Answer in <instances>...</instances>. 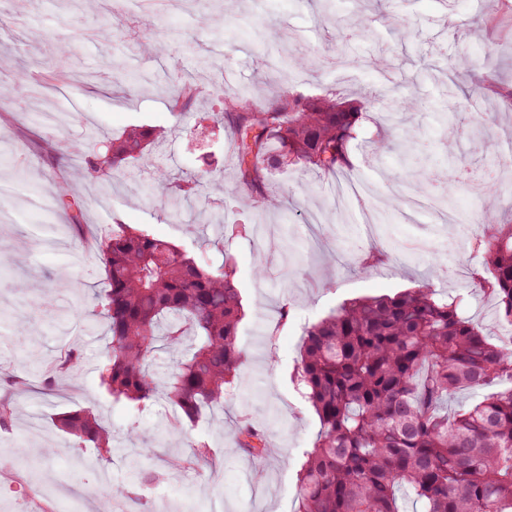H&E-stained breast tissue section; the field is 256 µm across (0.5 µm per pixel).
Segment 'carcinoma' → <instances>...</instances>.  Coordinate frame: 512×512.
Here are the masks:
<instances>
[{"label":"carcinoma","mask_w":512,"mask_h":512,"mask_svg":"<svg viewBox=\"0 0 512 512\" xmlns=\"http://www.w3.org/2000/svg\"><path fill=\"white\" fill-rule=\"evenodd\" d=\"M371 23L357 13L335 15L332 59ZM198 95L193 83L174 76L168 106L180 114ZM220 119L235 135L234 192L267 210L281 207L270 190L276 171L301 163L335 175L351 167L358 116L334 93L314 98L278 84L262 106L225 99ZM153 137L134 128L102 151L81 154L56 193L69 194L78 180L112 183L113 172L140 161ZM396 148L405 161L412 141L371 145L379 155ZM41 149L59 161L77 153L56 135ZM159 182L183 202L195 196L196 182L166 170H156L150 192ZM484 228L478 248L486 275L475 283L494 298L499 322L512 327V224L497 223L488 210ZM94 245L107 283L96 303L109 335L101 384L138 406L164 400L179 424H195L224 399L246 360L237 344L235 265L226 256L209 272L173 244L123 224L105 228ZM160 345L182 353L162 380L149 371ZM295 379L321 424L298 476L297 512H405L406 496L421 504L419 512H512V339L506 347L492 343L456 303L435 299L434 289L365 298L331 312L306 330ZM462 390L486 394L448 412V399ZM56 421L78 443L116 452L94 411L79 407ZM239 447L256 459L272 452L250 426L241 429Z\"/></svg>","instance_id":"obj_1"}]
</instances>
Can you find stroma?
I'll use <instances>...</instances> for the list:
<instances>
[{
	"instance_id": "35a3bbf8",
	"label": "stroma",
	"mask_w": 512,
	"mask_h": 512,
	"mask_svg": "<svg viewBox=\"0 0 512 512\" xmlns=\"http://www.w3.org/2000/svg\"><path fill=\"white\" fill-rule=\"evenodd\" d=\"M361 8L373 18L369 37L352 40L348 69L355 79L335 81L333 69L318 60L334 28L322 13L325 0H215L206 9L188 6L161 15L143 37L161 44L163 63L184 65L199 86L201 97L190 118L170 111L163 94L134 99L126 80L112 74L109 60L116 50L133 51L134 41L117 37L104 43L89 37L95 16L73 14L65 0H9L0 18V41L8 46L0 60V76L29 81L32 72L62 68L54 50L57 40L78 37V65L97 68L96 83H70L49 90L21 91L0 107V208L10 216L0 224V242L14 255L0 266V315L18 318L25 340L16 345L0 340V394L14 381L28 388L17 401L18 415L0 424V512H99L101 475L125 487L126 512H210L214 502L223 512H295L297 475L320 430L319 419L294 380L304 330L343 303L368 296H392L430 283L440 297L454 301L465 316L499 338L492 298L476 288L481 270L475 242L482 234L480 217L493 210L499 223L512 224V174H503L494 194L468 182H450V222L436 223L432 215L405 217L388 207V180L400 164L396 154L374 159L373 141L388 130L377 105L364 93L380 87L388 62L418 81L405 95L423 99L424 109L407 110L404 124L426 157L420 185L447 173L449 164L467 165L473 157L493 159L512 148V110L486 95L485 87L512 85V9L488 19L484 0H458L446 8L442 0H342L337 12ZM283 29L282 46L302 45L305 59L294 82L296 91L317 97L337 94L358 108L359 137L351 152L350 180L377 189L366 203L351 202L337 209L338 179L291 165L278 172L272 189L282 199L277 211L244 205L232 193V137L217 121L224 96L244 94L262 101L271 77L261 61L266 20ZM192 40L220 63L217 72L195 70L185 62L182 43ZM476 55L475 69L457 80L460 100L477 117L474 141H459L453 122H441L437 111L444 88L420 80L424 68L446 65L462 52ZM63 111L56 130L65 139L89 150L131 128L155 130L150 153L162 154L168 167L202 177L196 205L183 219L169 215L168 191L143 192L140 179L127 170L114 174L111 185L80 183L71 198L76 210L55 206L45 217L40 201L52 198L55 183L67 174L66 165L47 158L41 145L48 126L30 124L37 109ZM110 224H126L186 251L204 269H215L224 256L236 265L243 317L238 344L247 362L236 374L223 407L205 411L195 426L175 424L167 404L136 410L127 400L115 401L100 383L99 367L108 347L104 324L93 316V299L105 286L102 265L85 238ZM274 236L288 245L284 251H262L257 243ZM377 258L369 269L360 261L369 250ZM51 288L64 294L75 315L53 323L52 311L22 310L23 293ZM80 356L71 379L58 378L57 361L70 352ZM99 411L112 443L129 447L131 434L144 437L157 455L148 466L162 481L161 498L143 496L142 477L130 474L122 458L99 461L97 449L65 439L54 423L56 414L76 407ZM248 421L262 431L274 452L262 462L242 452L237 429ZM205 445L207 461L175 468L173 456L190 455ZM266 472L255 483V465Z\"/></svg>"
}]
</instances>
